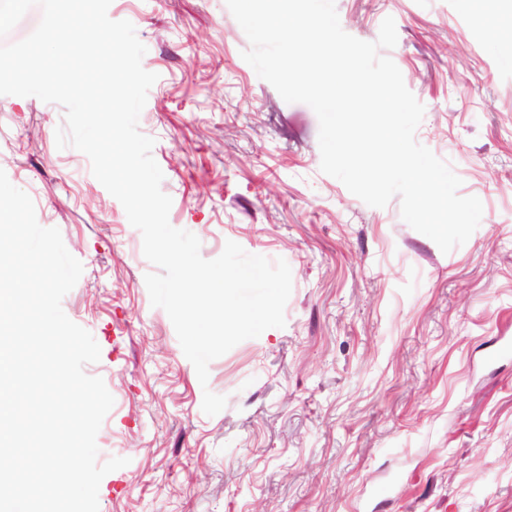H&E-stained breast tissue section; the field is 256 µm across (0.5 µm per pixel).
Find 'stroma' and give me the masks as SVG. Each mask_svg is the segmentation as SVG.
Listing matches in <instances>:
<instances>
[{
  "label": "stroma",
  "instance_id": "35a3bbf8",
  "mask_svg": "<svg viewBox=\"0 0 512 512\" xmlns=\"http://www.w3.org/2000/svg\"><path fill=\"white\" fill-rule=\"evenodd\" d=\"M348 34L387 52L425 113L415 138L478 197L442 252L320 169L319 121L241 53L225 0H112L156 73L139 117L203 258L226 241L292 276L286 324L242 341L200 384L122 204L81 151L57 148L61 105L0 95V169L83 265L67 317L100 347L88 375L114 405L97 434L99 512H512V45L465 0H335ZM226 396L209 416L204 391Z\"/></svg>",
  "mask_w": 512,
  "mask_h": 512
}]
</instances>
